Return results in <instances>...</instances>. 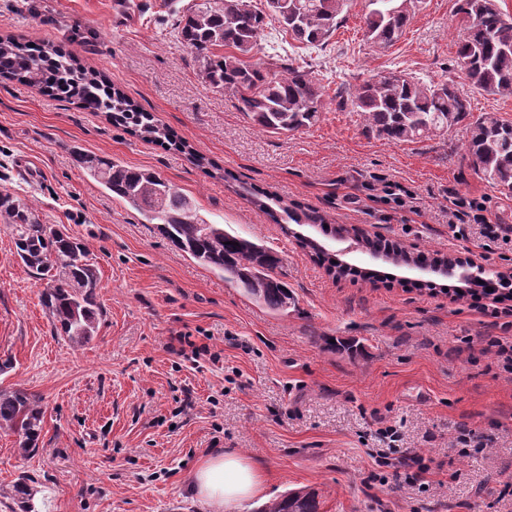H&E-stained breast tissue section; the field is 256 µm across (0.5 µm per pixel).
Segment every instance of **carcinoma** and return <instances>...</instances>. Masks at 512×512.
I'll use <instances>...</instances> for the list:
<instances>
[{
    "label": "carcinoma",
    "mask_w": 512,
    "mask_h": 512,
    "mask_svg": "<svg viewBox=\"0 0 512 512\" xmlns=\"http://www.w3.org/2000/svg\"><path fill=\"white\" fill-rule=\"evenodd\" d=\"M375 8L364 17L366 35L390 44L403 33L418 0H371ZM302 18H282L290 38L318 45L338 25L346 0H299ZM462 35L455 63L470 85L491 95H512V15L497 0H458ZM268 13L251 8L250 0H200L188 7L178 30L180 42L200 63L205 83L218 90L231 89L241 111L263 130L297 131L317 123L322 112L323 87L307 71L287 63L262 65L253 61ZM0 76L37 85L51 95L79 103L92 112L114 119L136 115L132 134L160 142L171 136L150 113L133 104L104 77L79 66L51 45L31 51L11 38H0ZM351 105L366 121L367 130L379 137L409 142L441 137L470 112L466 96L452 82H424L406 75L403 82L382 76L363 83ZM466 155L475 174L486 183L512 192V121L485 113L467 125ZM74 161L83 174L138 211L149 224L197 263L216 271L224 281L244 290L269 311L284 314L295 305L288 284L279 276L282 259L272 249L212 224L195 201L178 187L148 169L125 166L111 158L77 151ZM258 209L276 218L283 214L300 227H322L328 218L317 210L288 205L274 194L255 197ZM0 219L10 230L23 267L45 282L41 302L54 328L75 347L96 335L102 310L96 301L98 275L87 246L62 231L40 223L24 197L0 191ZM334 275L341 265L336 255L319 247L313 238H296ZM368 252L381 253L388 263L404 268L420 255L407 246L384 238L361 240ZM41 400L21 390H0V428L19 436L20 454L29 456L39 447L44 421ZM37 490L25 475L11 486L13 500L22 512H38ZM256 512H320L319 493L292 489Z\"/></svg>",
    "instance_id": "cac0c4a2"
}]
</instances>
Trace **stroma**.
<instances>
[{"mask_svg":"<svg viewBox=\"0 0 512 512\" xmlns=\"http://www.w3.org/2000/svg\"><path fill=\"white\" fill-rule=\"evenodd\" d=\"M191 2L0 0V36L71 53L186 145L140 140L102 113L0 78V191L27 196L42 223L86 244L102 308L93 340L72 346L0 223V361L12 363L0 389L25 390L45 409L30 456L0 428V489L30 476L41 512H215L189 494L191 472L203 455L233 450L266 476L263 496L236 512L301 487L321 492V512H512L499 496L512 481V377L486 343L512 336V324L416 288L414 270L400 283L333 277L243 194L273 192L336 225L512 271V244L484 251L448 229L452 194L484 198L491 222L512 225V193L474 174L464 126L392 142L369 133L350 103L364 81L404 71L454 82L472 116L512 121V95L474 89L452 65L457 0H420L389 45L365 33L369 0H347L317 46L269 22L256 62L287 59L326 90L320 120L288 134L260 129L236 94L204 83L175 35ZM77 149L155 172L206 219L277 251L294 307L270 312L176 249L83 175ZM184 336L207 356L192 361ZM389 425L428 467L426 490L380 481L373 454ZM466 433L483 452L462 455Z\"/></svg>","mask_w":512,"mask_h":512,"instance_id":"obj_1","label":"stroma"}]
</instances>
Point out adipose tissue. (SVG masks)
Listing matches in <instances>:
<instances>
[{
  "label": "adipose tissue",
  "instance_id": "1",
  "mask_svg": "<svg viewBox=\"0 0 512 512\" xmlns=\"http://www.w3.org/2000/svg\"><path fill=\"white\" fill-rule=\"evenodd\" d=\"M264 484V472L256 462L226 451L207 455L195 466L189 489L201 502L234 512L242 502L260 494Z\"/></svg>",
  "mask_w": 512,
  "mask_h": 512
}]
</instances>
